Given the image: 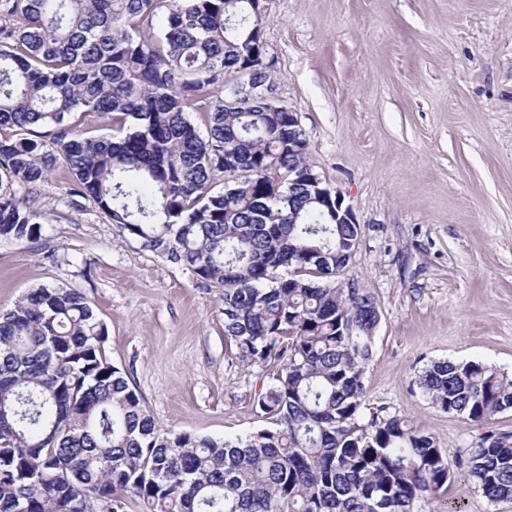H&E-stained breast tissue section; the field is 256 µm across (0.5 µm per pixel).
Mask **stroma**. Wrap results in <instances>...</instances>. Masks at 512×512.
<instances>
[{
	"label": "stroma",
	"mask_w": 512,
	"mask_h": 512,
	"mask_svg": "<svg viewBox=\"0 0 512 512\" xmlns=\"http://www.w3.org/2000/svg\"><path fill=\"white\" fill-rule=\"evenodd\" d=\"M262 33L308 163L363 228L346 273L380 311L365 406L421 429L454 464L416 512H512L464 465L484 435H512V410L475 423L417 385L440 359L512 377V0H270ZM41 201L36 240L0 239V308L41 286L81 289L159 426L268 428L255 400L274 370L229 347L217 289L123 238L93 203L72 205L59 176Z\"/></svg>",
	"instance_id": "1"
}]
</instances>
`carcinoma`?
<instances>
[{
  "instance_id": "obj_1",
  "label": "carcinoma",
  "mask_w": 512,
  "mask_h": 512,
  "mask_svg": "<svg viewBox=\"0 0 512 512\" xmlns=\"http://www.w3.org/2000/svg\"><path fill=\"white\" fill-rule=\"evenodd\" d=\"M253 0H0V239L40 236L38 186L60 171L129 236L219 291L224 336L281 364L256 407L272 427L215 439L161 429L106 355L77 288L0 310V512H414L448 485V454L397 416L364 415L380 312L338 288L360 245L294 172L309 143L274 86ZM204 118L202 134L191 114ZM112 125L89 136L86 121ZM224 188L217 192L218 180ZM418 384L480 423L512 378L433 361ZM512 501V439L466 461Z\"/></svg>"
}]
</instances>
